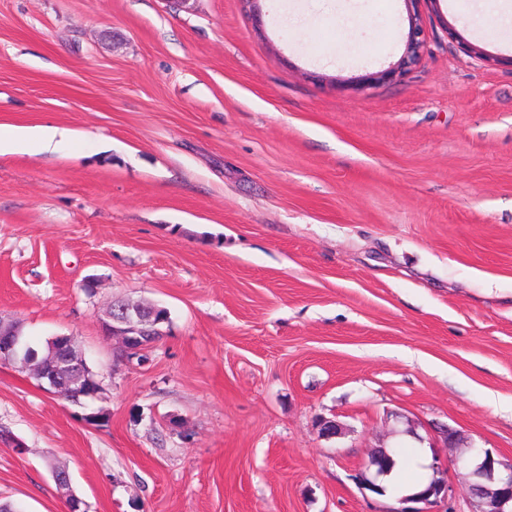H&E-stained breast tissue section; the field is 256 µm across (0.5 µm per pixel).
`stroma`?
Returning a JSON list of instances; mask_svg holds the SVG:
<instances>
[{"mask_svg":"<svg viewBox=\"0 0 512 512\" xmlns=\"http://www.w3.org/2000/svg\"><path fill=\"white\" fill-rule=\"evenodd\" d=\"M464 5L378 81L403 0H0V127L80 133L0 157V318L101 386L0 362L1 501L67 512L53 461L87 512H388L373 449L512 461V26ZM114 300L167 310L146 362ZM52 341L55 343L40 360H29L23 354L24 341L19 326L0 318V362L19 363L35 377L42 389L77 403L86 390L88 363L74 336L57 335Z\"/></svg>","mask_w":512,"mask_h":512,"instance_id":"obj_1","label":"stroma"}]
</instances>
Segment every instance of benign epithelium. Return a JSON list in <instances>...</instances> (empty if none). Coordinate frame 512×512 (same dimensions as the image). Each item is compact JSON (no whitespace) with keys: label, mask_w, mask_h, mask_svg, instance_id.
I'll use <instances>...</instances> for the list:
<instances>
[{"label":"benign epithelium","mask_w":512,"mask_h":512,"mask_svg":"<svg viewBox=\"0 0 512 512\" xmlns=\"http://www.w3.org/2000/svg\"><path fill=\"white\" fill-rule=\"evenodd\" d=\"M424 47V29L419 15L414 13L401 62L396 68L378 77H369L367 81L390 79L404 73L407 66L421 56ZM159 312L160 308L154 306H120L115 302L106 307L101 327L105 335L119 340L114 359L124 361L139 356L164 335L161 324L165 319L159 316ZM23 345L19 326L0 319V362L20 364L45 391L71 403L78 402L86 390L89 366L75 337L65 334L53 337L49 351L38 361H32L23 354ZM382 456H387V449L381 448L368 457L359 477L362 489L376 494L384 493L380 479L385 475V468L377 465V459ZM50 467L58 488L68 502V512H85L82 500L70 487L68 471L55 463ZM452 467L471 470L474 480L467 487V496L476 507L474 512H512V462L496 458L482 448H472L469 456L452 458L445 463L434 458L430 464L433 472L431 481L420 491L399 497L400 507L391 512H433V507L448 501L455 493L446 477Z\"/></svg>","instance_id":"obj_1"}]
</instances>
